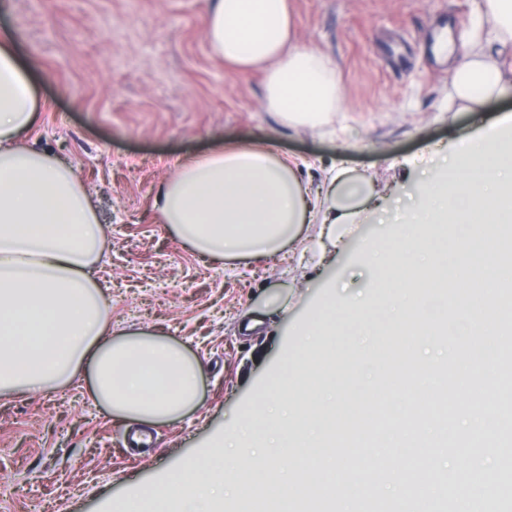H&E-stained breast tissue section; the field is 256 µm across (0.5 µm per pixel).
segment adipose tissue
I'll list each match as a JSON object with an SVG mask.
<instances>
[{
	"label": "adipose tissue",
	"mask_w": 512,
	"mask_h": 512,
	"mask_svg": "<svg viewBox=\"0 0 512 512\" xmlns=\"http://www.w3.org/2000/svg\"><path fill=\"white\" fill-rule=\"evenodd\" d=\"M211 53L264 76L265 103L291 126H317L340 109L333 60L296 41L288 0H215L206 17ZM469 50L454 59L450 100L473 108L512 92L498 62L512 50V0H476ZM39 110L28 68L0 38V398L65 385L88 373L96 401L115 416L161 423L199 398L201 367L158 334L109 338L94 270L104 230L74 169L26 139ZM370 182L338 171L311 189L269 144L237 143L185 159L154 206L193 250L259 259L339 245Z\"/></svg>",
	"instance_id": "adipose-tissue-1"
}]
</instances>
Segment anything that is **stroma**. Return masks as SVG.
<instances>
[{
  "instance_id": "stroma-1",
  "label": "stroma",
  "mask_w": 512,
  "mask_h": 512,
  "mask_svg": "<svg viewBox=\"0 0 512 512\" xmlns=\"http://www.w3.org/2000/svg\"><path fill=\"white\" fill-rule=\"evenodd\" d=\"M299 42L336 64L343 109L321 127H293L265 106L263 78L211 55V0H0V35L32 67L38 149L70 163L88 190L107 243L95 277L108 295L113 330H149L199 361V403L151 425L152 445L129 444L130 421L97 404L88 375L67 387L0 399V512H163L148 499L195 457L254 420L271 382L307 373L300 330L321 308L359 299L379 315L383 276L366 244L390 232L423 172L445 151L512 113V95L483 111L449 108L451 61L429 47L450 22L466 48L474 0H289ZM274 138L281 155L304 160L299 175L319 185L345 168L375 180L344 243L327 261L278 254L233 264L184 246L161 224L155 193L189 156L220 143ZM259 319L256 332L244 323ZM380 341L323 338L321 359L379 360Z\"/></svg>"
}]
</instances>
